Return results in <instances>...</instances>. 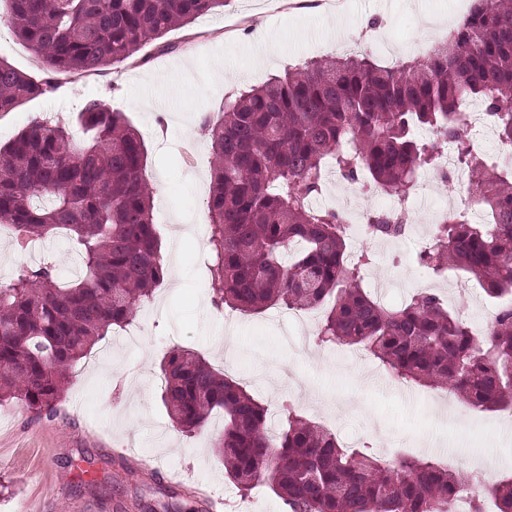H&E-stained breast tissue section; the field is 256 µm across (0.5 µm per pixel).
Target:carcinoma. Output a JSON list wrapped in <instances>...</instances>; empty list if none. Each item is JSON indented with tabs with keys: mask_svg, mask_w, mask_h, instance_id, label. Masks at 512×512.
<instances>
[{
	"mask_svg": "<svg viewBox=\"0 0 512 512\" xmlns=\"http://www.w3.org/2000/svg\"><path fill=\"white\" fill-rule=\"evenodd\" d=\"M15 35L44 61L42 75L0 59V112L57 90L61 77L129 60L150 40L224 6V0H0ZM480 99L512 142V10L475 0L424 56L379 64L355 51L290 68L234 93L200 129L211 142L207 199L211 301L220 309L323 310L319 344L367 351L408 384L450 392L480 411L512 409V304L475 328L432 289L397 308L362 287L370 254L346 252L342 215L314 207L328 166L345 180L406 202L419 172L439 169L453 146L469 173L466 205L436 225L419 264L473 278L492 299L512 297V170L488 162L461 121ZM78 143L36 121L0 147V223L20 250L63 229L81 276L57 282L44 261L0 283V402L54 415L77 363L115 328L132 323L166 275L152 216L142 135L106 102L89 100ZM401 215L374 211L367 239L405 234ZM162 403L191 435L224 415L216 451L246 493L265 484L288 512H452L473 484L431 460L382 458L342 446L322 424L285 405L274 433L267 408L200 353L162 358ZM489 497L512 512V474Z\"/></svg>",
	"mask_w": 512,
	"mask_h": 512,
	"instance_id": "carcinoma-1",
	"label": "carcinoma"
}]
</instances>
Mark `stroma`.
I'll return each mask as SVG.
<instances>
[{
    "mask_svg": "<svg viewBox=\"0 0 512 512\" xmlns=\"http://www.w3.org/2000/svg\"><path fill=\"white\" fill-rule=\"evenodd\" d=\"M467 0H228L224 8L144 44L134 59L94 74L66 77L58 90L0 113L4 145L33 120L76 129L84 103L100 98L123 112L148 149L153 222L167 276L134 323L140 334L106 337L75 368L56 415L34 417L16 401L0 403V512H166L184 503L192 512H284L264 485L247 495L224 475L215 446L224 417L185 436L161 403L159 363L179 347L203 354L268 406L296 410L351 448L370 446L384 457L439 460L453 449L454 465L475 475L492 467L512 473V416L481 412L459 399L443 406L431 388H404L364 350L319 346L314 327L289 322L284 309L259 315L217 311L211 302L208 241L210 143L200 117L222 111L233 89L260 85L292 65L329 52L373 30L386 44L381 62L425 54L430 21L452 27ZM0 282L22 268L53 260L63 280L80 268L68 238L58 232L26 251L12 248L0 226ZM363 286L382 304L399 305L426 287L429 273L416 261L413 241H371ZM441 292L477 327L496 309L473 282L447 275Z\"/></svg>",
    "mask_w": 512,
    "mask_h": 512,
    "instance_id": "obj_1",
    "label": "stroma"
}]
</instances>
